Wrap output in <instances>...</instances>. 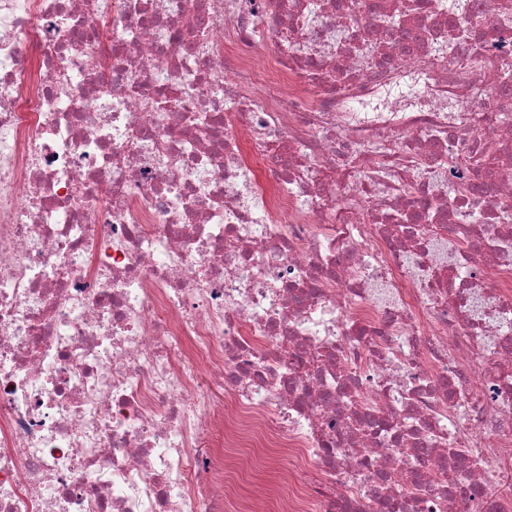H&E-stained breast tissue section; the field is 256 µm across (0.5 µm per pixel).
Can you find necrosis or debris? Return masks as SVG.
<instances>
[{
	"mask_svg": "<svg viewBox=\"0 0 512 512\" xmlns=\"http://www.w3.org/2000/svg\"><path fill=\"white\" fill-rule=\"evenodd\" d=\"M403 3L0 0V512H512V0Z\"/></svg>",
	"mask_w": 512,
	"mask_h": 512,
	"instance_id": "necrosis-or-debris-1",
	"label": "necrosis or debris"
}]
</instances>
